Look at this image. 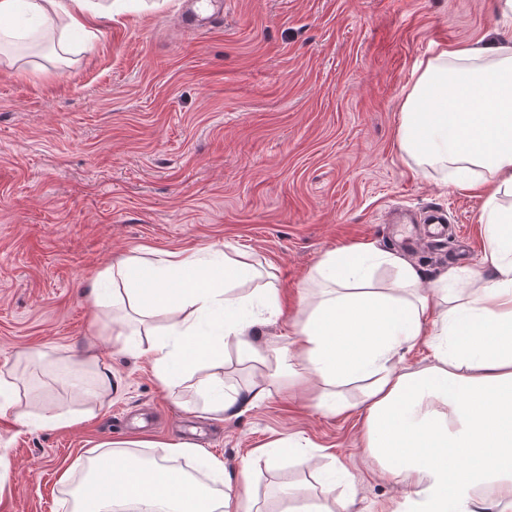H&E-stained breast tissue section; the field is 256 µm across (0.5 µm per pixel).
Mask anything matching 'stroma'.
Returning <instances> with one entry per match:
<instances>
[{"label":"stroma","mask_w":512,"mask_h":512,"mask_svg":"<svg viewBox=\"0 0 512 512\" xmlns=\"http://www.w3.org/2000/svg\"><path fill=\"white\" fill-rule=\"evenodd\" d=\"M187 0H118L111 17L72 35L64 59L0 56V371L76 416L67 428L0 413V512H72L57 473L85 476L100 442L190 440L224 461L204 475L218 493L249 460L255 512H288L299 489L323 499L328 472L347 469L330 512H377L403 500L400 484L367 459L357 408L366 381L336 387L345 404L315 409L308 386L287 389L234 346L223 359L161 387L146 351L173 344L161 320L116 339L94 323L92 281L127 257L153 260L206 246L241 251L261 271L238 288L260 310L276 289L281 312L253 328L289 347L293 323L319 292L308 279L330 250L372 243L400 251L382 222L392 207L445 211L447 242L408 260L426 280L456 275L471 294L493 276L475 192L443 186L400 150L397 129L415 66L445 46L512 40L498 0H224L223 16L188 31ZM120 382L87 401L61 381L88 349ZM43 352L26 366L18 355ZM205 380L240 391L265 381L266 400L223 415Z\"/></svg>","instance_id":"1"}]
</instances>
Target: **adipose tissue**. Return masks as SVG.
I'll list each match as a JSON object with an SVG mask.
<instances>
[{
    "instance_id": "obj_1",
    "label": "adipose tissue",
    "mask_w": 512,
    "mask_h": 512,
    "mask_svg": "<svg viewBox=\"0 0 512 512\" xmlns=\"http://www.w3.org/2000/svg\"><path fill=\"white\" fill-rule=\"evenodd\" d=\"M38 18L48 38L67 49L66 33L86 16H103L100 0H0V24L19 9ZM405 93L397 131L400 149L425 170L486 199L481 217L494 274L463 299L447 280L421 291L420 272L402 256L371 246L328 252L316 274L323 291L307 317L294 325L293 348L259 352L249 338L253 320L238 317L233 294L255 277L233 256L215 263L210 252L171 253L160 264L125 259L101 271L97 308L125 300L142 318L165 317L175 347H153L158 379L180 381L172 367L220 357L227 344L275 363V379L313 385L315 406L336 411L329 389L362 375L374 378L364 399L366 447L384 473L400 481L397 512H512V211L497 200L512 192V44L481 48L462 43L421 61ZM394 267V285L376 289L372 269ZM127 282L118 292L117 281ZM223 312L218 333L201 334L196 319ZM434 363L403 371L392 360L426 335ZM427 336V335H426ZM147 462L112 449L88 461L89 478L74 492V512H250L248 466L236 495L213 489L177 468L202 459L223 473L224 462L187 442H166ZM490 488L489 498L479 495Z\"/></svg>"
}]
</instances>
